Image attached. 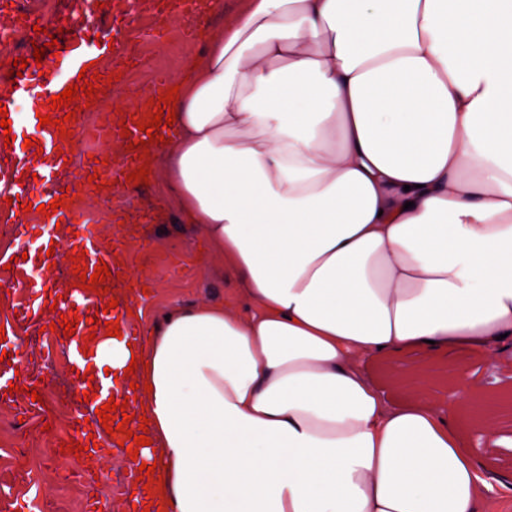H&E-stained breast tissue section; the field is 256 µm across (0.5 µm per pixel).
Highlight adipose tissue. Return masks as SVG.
Listing matches in <instances>:
<instances>
[{
	"label": "adipose tissue",
	"mask_w": 512,
	"mask_h": 512,
	"mask_svg": "<svg viewBox=\"0 0 512 512\" xmlns=\"http://www.w3.org/2000/svg\"><path fill=\"white\" fill-rule=\"evenodd\" d=\"M141 163L232 287L83 363L148 420L144 512H485L496 400L367 361L512 352V0H241Z\"/></svg>",
	"instance_id": "adipose-tissue-1"
}]
</instances>
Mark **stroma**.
Listing matches in <instances>:
<instances>
[{
    "label": "stroma",
    "instance_id": "stroma-1",
    "mask_svg": "<svg viewBox=\"0 0 512 512\" xmlns=\"http://www.w3.org/2000/svg\"><path fill=\"white\" fill-rule=\"evenodd\" d=\"M90 29L101 40L119 42L144 55L139 67L122 70L118 82L113 83L110 99L116 103L135 101L140 90L152 87L159 77H178L205 46L204 38L188 35L181 24L158 23L145 15L131 27L124 13H114L107 20L96 15ZM52 69L47 63L41 70L31 71L26 92L16 95L11 103L15 150H22L25 139L36 136L29 116L41 109L52 82ZM107 200L113 224L144 225L149 239L147 245L125 248V273L108 286L113 299H125L133 288L144 290L143 304L152 316L203 300L223 301L227 279L218 272L201 235L182 224L157 177L120 188ZM0 327L13 336L11 353L27 369L39 371L47 357H54L57 389L73 408L84 407L79 373L72 368V356L60 332L49 333L40 347L29 348L28 338L35 326L17 322L8 300H0ZM366 369L396 400L403 397V385L422 370L431 374L430 397L442 403L447 402L452 381L459 374L490 391L512 386V361L508 359L490 364L462 356L445 359L415 354L399 361H373ZM72 422L68 416L49 423L40 415L27 413L13 423H0V488L6 493L5 499H0V512H55L59 507L68 512H94L99 505L104 512H137L139 487L124 479L129 452L123 447L112 449L111 460L100 466L75 458L64 450V434ZM99 467L105 472L101 479L95 476Z\"/></svg>",
    "mask_w": 512,
    "mask_h": 512
}]
</instances>
